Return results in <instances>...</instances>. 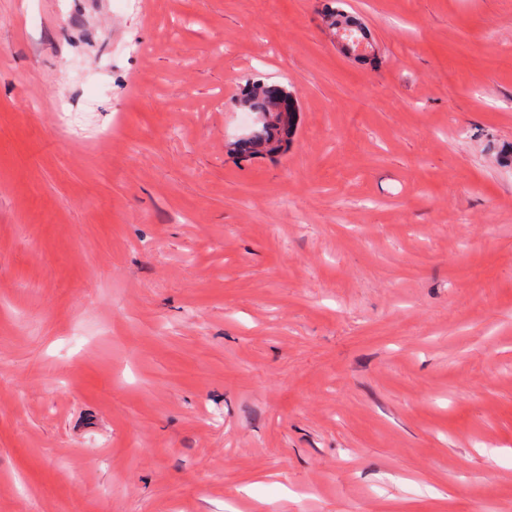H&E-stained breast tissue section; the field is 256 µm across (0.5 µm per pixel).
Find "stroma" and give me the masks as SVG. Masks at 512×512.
Segmentation results:
<instances>
[{
  "label": "stroma",
  "mask_w": 512,
  "mask_h": 512,
  "mask_svg": "<svg viewBox=\"0 0 512 512\" xmlns=\"http://www.w3.org/2000/svg\"><path fill=\"white\" fill-rule=\"evenodd\" d=\"M328 5L0 0V512H512V0ZM245 94L239 99V107L261 114L263 122L258 134L251 140L238 144L234 150L252 155H279L288 150L293 131L295 101L284 88L268 86L259 81H247ZM284 99L288 112L276 111V100Z\"/></svg>",
  "instance_id": "obj_1"
}]
</instances>
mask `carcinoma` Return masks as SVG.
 <instances>
[{
  "instance_id": "obj_1",
  "label": "carcinoma",
  "mask_w": 512,
  "mask_h": 512,
  "mask_svg": "<svg viewBox=\"0 0 512 512\" xmlns=\"http://www.w3.org/2000/svg\"><path fill=\"white\" fill-rule=\"evenodd\" d=\"M327 21L336 33L351 29L352 21L344 10L338 7L328 8ZM238 104L243 110L262 115L263 122L253 139L235 147L237 152L279 155L288 150L295 117V101L288 90L258 81H249L246 83L245 94L239 99Z\"/></svg>"
}]
</instances>
